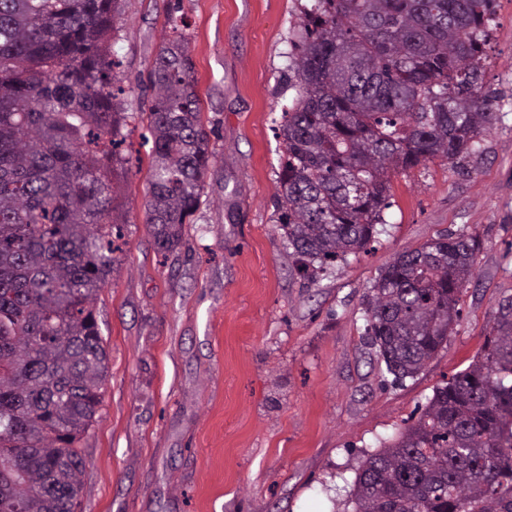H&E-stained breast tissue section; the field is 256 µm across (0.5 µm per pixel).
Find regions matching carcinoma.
Here are the masks:
<instances>
[{"instance_id": "1", "label": "carcinoma", "mask_w": 512, "mask_h": 512, "mask_svg": "<svg viewBox=\"0 0 512 512\" xmlns=\"http://www.w3.org/2000/svg\"><path fill=\"white\" fill-rule=\"evenodd\" d=\"M494 0H315L291 69L275 207L313 276L379 233L390 173L480 153ZM118 0H0V512H76L81 448L108 371L96 303L117 261L112 92ZM146 223L176 250L213 161L188 43L150 74ZM481 244L441 234L396 255L364 300L365 335L401 384L448 340ZM352 512H512V297L482 352L360 466Z\"/></svg>"}]
</instances>
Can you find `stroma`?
I'll return each mask as SVG.
<instances>
[{"instance_id":"1","label":"stroma","mask_w":512,"mask_h":512,"mask_svg":"<svg viewBox=\"0 0 512 512\" xmlns=\"http://www.w3.org/2000/svg\"><path fill=\"white\" fill-rule=\"evenodd\" d=\"M312 0H119L116 82L131 117L119 171L124 251L96 304L108 372L84 435L78 512H344L355 473L481 351L512 296V0H495L483 154L391 175L367 252L306 279L274 207L289 55ZM184 36L214 161L184 244L146 227L149 74ZM482 249L448 341L392 382L363 302L398 253L446 233Z\"/></svg>"}]
</instances>
